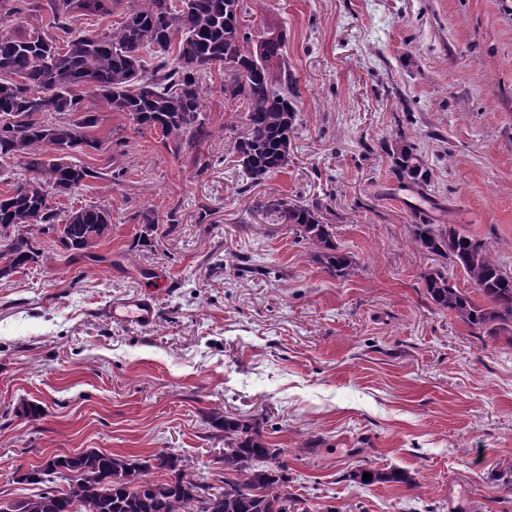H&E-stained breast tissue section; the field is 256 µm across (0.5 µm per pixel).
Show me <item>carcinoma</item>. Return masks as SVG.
<instances>
[{
    "instance_id": "carcinoma-1",
    "label": "carcinoma",
    "mask_w": 512,
    "mask_h": 512,
    "mask_svg": "<svg viewBox=\"0 0 512 512\" xmlns=\"http://www.w3.org/2000/svg\"><path fill=\"white\" fill-rule=\"evenodd\" d=\"M0 0V21L25 8H42L37 0ZM112 34L78 33L60 45L45 34L0 35V160L25 159L29 177L8 195L0 194V278L49 256L39 248L41 235H59L67 250H85L110 229L111 213L99 205L80 208L64 220L49 203L51 195L82 185L92 170L77 163L41 160L44 147L83 154L103 142L80 132L98 127L97 113L84 110L83 96L96 95L114 111L124 112L140 128L161 131L178 144L196 145L211 131L201 112L204 75L224 70V96L246 106L248 133L237 142V167L246 184L257 185L286 169L295 132L298 96L295 81L283 71L278 47L242 30L240 0H137ZM56 28L66 30L80 16H107L124 0H46ZM154 55L147 69L142 53ZM45 113L55 121L40 119ZM79 115L75 125L67 117ZM391 169L401 183L426 184V161L406 142L387 150ZM292 234L320 247L326 269L347 275L355 261L333 242L327 206L319 201L275 204ZM413 242L467 275L469 293L439 269L424 276V296L437 308L456 314L491 338L512 344V271L505 269L492 246L451 225L433 224L419 212ZM224 432L219 449L221 485H202L186 472L184 458L161 451L151 456L121 457L90 448L52 456L26 471L18 483L40 486L38 493L14 500L18 512H307L303 500L288 494L285 450L264 435L266 422L232 411L212 416ZM167 474L162 480L150 472ZM372 478L363 480V472ZM348 478L360 485L407 481L399 470H358Z\"/></svg>"
}]
</instances>
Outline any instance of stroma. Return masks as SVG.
Listing matches in <instances>:
<instances>
[{
	"mask_svg": "<svg viewBox=\"0 0 512 512\" xmlns=\"http://www.w3.org/2000/svg\"><path fill=\"white\" fill-rule=\"evenodd\" d=\"M240 20L297 82L288 167L247 187L245 106L222 71L189 150L85 95L105 144L82 162L101 176L50 203L107 207L112 228L86 256L47 241L46 263L0 279V496L38 493L17 467L85 448L169 449L212 482L208 417L226 410L268 416L307 512H512V345L425 298L446 265L412 241L423 206L512 269V0H243ZM402 140L427 186L393 175ZM278 201L328 205L349 276L295 242ZM138 295L151 324L112 317ZM359 467L412 481H342Z\"/></svg>",
	"mask_w": 512,
	"mask_h": 512,
	"instance_id": "1",
	"label": "stroma"
}]
</instances>
